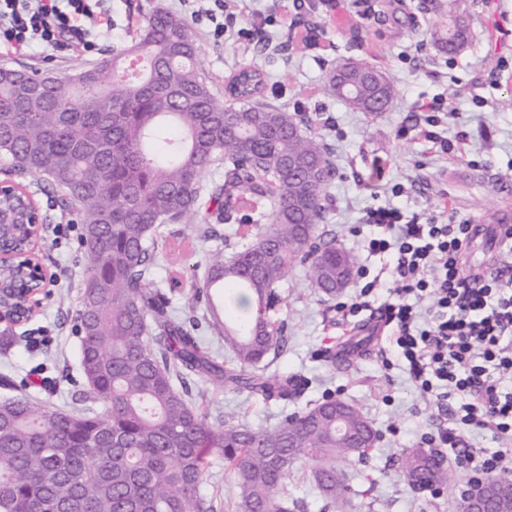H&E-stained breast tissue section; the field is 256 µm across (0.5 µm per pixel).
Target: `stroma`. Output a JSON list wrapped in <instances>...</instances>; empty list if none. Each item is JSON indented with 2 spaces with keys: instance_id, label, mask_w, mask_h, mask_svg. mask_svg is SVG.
I'll use <instances>...</instances> for the list:
<instances>
[{
  "instance_id": "35a3bbf8",
  "label": "stroma",
  "mask_w": 512,
  "mask_h": 512,
  "mask_svg": "<svg viewBox=\"0 0 512 512\" xmlns=\"http://www.w3.org/2000/svg\"><path fill=\"white\" fill-rule=\"evenodd\" d=\"M108 7L112 32L97 39L95 49L35 45L24 54L0 53V67L61 76L94 68L114 47L131 40L139 20L165 9L187 20L216 96H223L225 82L248 65L269 76L265 103L312 115L311 130L330 145L337 171L323 228L337 247L356 255L359 268L377 278V294L392 283L384 275L385 258L362 247L370 229L360 218L369 208L393 204L423 223L467 221L478 228L467 249L468 267L499 260L489 232L512 225V111L498 106L512 96V0H462L471 39L455 55L432 40L444 16L421 7L420 0H288L283 8L277 0H226L220 9L213 0H109ZM301 14L321 26L318 38L305 47L300 41L306 31L296 22ZM218 22L224 25L220 38L213 35ZM255 29L269 42L268 50L241 39V32ZM288 38L296 41V49L280 51ZM351 57L388 79L392 101L385 111L357 112L323 94L331 69ZM426 103L452 113L449 134L465 129L471 139L444 153L417 137L416 128L426 124L421 110ZM1 182L26 188L46 216L38 250L53 283L32 320L17 327L18 344L0 354V374L17 382L41 377L42 385L30 388V395L51 407H70L72 381L80 376L72 330L80 276L74 251L80 234L58 239L52 229L75 223L76 217L73 210L62 209L51 186L33 183L0 158ZM162 230L167 249L154 280L165 289L171 276L188 282L197 275L202 250L195 225L166 224ZM278 291L283 303L274 316L285 322L287 343L268 370L297 377L298 392L285 401H265L198 380L192 389L203 392V405L214 417L239 415L250 426L266 427L283 413L335 395L359 408L380 440L368 464L338 461L350 477V490L347 503L336 508L326 504L312 482L310 462H298L286 488L290 498L302 503V512H449L466 483L456 467H449L447 484L420 491L399 473L402 453L420 446L422 435L437 431L441 417L432 397L411 381L401 363L384 367L380 351L359 356L346 370L332 368L322 358L349 331L348 325L337 323L336 306L354 296L355 286L327 297L312 288L305 268L297 266Z\"/></svg>"
}]
</instances>
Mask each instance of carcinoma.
<instances>
[{
    "instance_id": "obj_1",
    "label": "carcinoma",
    "mask_w": 512,
    "mask_h": 512,
    "mask_svg": "<svg viewBox=\"0 0 512 512\" xmlns=\"http://www.w3.org/2000/svg\"><path fill=\"white\" fill-rule=\"evenodd\" d=\"M448 25L434 42L455 55L468 32L455 25L461 0H447ZM72 77L0 67V157L13 170L58 189L76 210L82 269L74 329L79 341L81 411L45 409L21 391L0 402V512H214L204 494L208 458L224 459L239 489L237 512H300L280 493L301 459L323 498L349 489L336 459L369 461L374 427L353 404L327 397L251 427L209 411L189 396L191 377L266 401L286 400L294 377L267 373L264 360L285 345V323L271 317L278 284L296 265L315 288L336 296V277L352 276L356 256L325 240L327 190L336 166L311 119L260 102L265 75L243 67L221 102L203 73L187 21L156 10L131 41L112 50L103 70ZM324 93L377 112L391 88L382 72L353 66L331 75ZM302 168L288 173V159ZM224 165L209 189L202 173ZM247 227L229 255L210 252L191 281L185 309L154 285L163 224L200 216ZM311 225L301 239L297 225ZM238 230L204 224L201 237L227 241ZM245 307L239 325L222 319L224 289ZM224 339L220 362L200 336L198 309ZM401 474L416 489L448 482L433 451L411 448Z\"/></svg>"
}]
</instances>
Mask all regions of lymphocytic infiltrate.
Here are the masks:
<instances>
[{"label": "lymphocytic infiltrate", "instance_id": "obj_1", "mask_svg": "<svg viewBox=\"0 0 512 512\" xmlns=\"http://www.w3.org/2000/svg\"><path fill=\"white\" fill-rule=\"evenodd\" d=\"M104 0H0V49L22 53L33 42L60 47L96 34ZM369 253L389 254L393 289L382 303L362 286L339 304L341 322L371 309L385 319V351L434 394L448 416L435 438L471 477L512 474V276L496 269L467 275L462 258L474 229L467 222L422 224L400 207L366 210ZM491 431L498 446L462 445L465 432Z\"/></svg>", "mask_w": 512, "mask_h": 512}]
</instances>
